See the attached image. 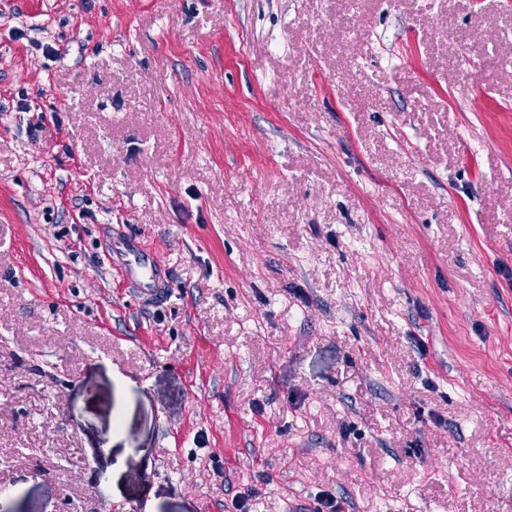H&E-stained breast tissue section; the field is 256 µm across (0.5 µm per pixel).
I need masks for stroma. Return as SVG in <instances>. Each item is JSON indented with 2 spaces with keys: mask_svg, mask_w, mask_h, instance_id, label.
Masks as SVG:
<instances>
[{
  "mask_svg": "<svg viewBox=\"0 0 512 512\" xmlns=\"http://www.w3.org/2000/svg\"><path fill=\"white\" fill-rule=\"evenodd\" d=\"M509 30L0 0V512H512ZM110 261L124 271L127 282L140 294L157 299L163 293L162 268L153 255L132 238L113 241Z\"/></svg>",
  "mask_w": 512,
  "mask_h": 512,
  "instance_id": "stroma-1",
  "label": "stroma"
}]
</instances>
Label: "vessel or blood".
<instances>
[{"label": "vessel or blood", "mask_w": 512, "mask_h": 512, "mask_svg": "<svg viewBox=\"0 0 512 512\" xmlns=\"http://www.w3.org/2000/svg\"><path fill=\"white\" fill-rule=\"evenodd\" d=\"M110 261L125 273L128 283L137 292L155 299L163 292L164 272L153 255L130 238L114 240Z\"/></svg>", "instance_id": "1"}]
</instances>
